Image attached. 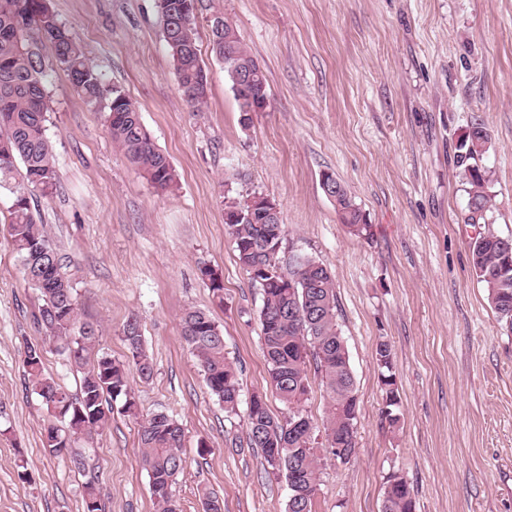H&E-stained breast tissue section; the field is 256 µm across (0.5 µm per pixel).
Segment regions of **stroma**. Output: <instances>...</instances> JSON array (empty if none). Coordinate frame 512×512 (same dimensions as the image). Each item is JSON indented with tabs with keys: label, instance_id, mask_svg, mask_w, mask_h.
Listing matches in <instances>:
<instances>
[{
	"label": "stroma",
	"instance_id": "1",
	"mask_svg": "<svg viewBox=\"0 0 512 512\" xmlns=\"http://www.w3.org/2000/svg\"><path fill=\"white\" fill-rule=\"evenodd\" d=\"M106 84L137 106L179 184L154 188L112 141L103 113L73 89L49 40L40 53L49 101L46 134L59 184L35 196L37 223L64 256L99 347L125 360L122 329L140 322L150 380L131 376L140 415L181 425L184 470L171 492L182 512H285L284 475L247 445L253 393L268 387L258 313L261 290L241 268L224 223V198L260 194L286 226L280 267L303 253L331 270L337 322L356 380V452L325 461L315 512H382L384 482L402 474L416 512H512V330L474 275L462 223L468 194L454 163L473 120L490 144L492 229L512 237V0H198L207 100L190 107L154 0H51ZM222 12L266 77L268 105L241 124L208 20ZM339 178L369 224L355 235L322 189ZM0 196V512H83L94 482L104 512H156L140 461L139 417L113 410L69 453L43 446L50 419L23 365L40 341L39 293L25 282ZM217 271L224 303L200 276ZM210 312L238 373L226 413L182 336L187 309ZM393 346L400 403L390 426L375 348Z\"/></svg>",
	"mask_w": 512,
	"mask_h": 512
}]
</instances>
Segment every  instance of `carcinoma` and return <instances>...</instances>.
<instances>
[{
    "instance_id": "cac0c4a2",
    "label": "carcinoma",
    "mask_w": 512,
    "mask_h": 512,
    "mask_svg": "<svg viewBox=\"0 0 512 512\" xmlns=\"http://www.w3.org/2000/svg\"><path fill=\"white\" fill-rule=\"evenodd\" d=\"M155 8L182 92L187 102L198 108L207 98L208 72L197 44V0H155ZM224 30L231 32L232 40L226 45L219 34L211 33L214 56L221 61L227 50L236 61L257 65L230 21H224ZM40 35L53 42L74 89L88 104L106 113L112 140L143 177L167 190L176 185L177 174L153 144L134 103L121 90L104 83L58 20L50 0H0V191L11 196L8 235L25 280L41 295L37 323L45 332L43 342L55 344L82 373L80 391L73 395L44 373L43 350L25 347L23 364L32 390L60 422L46 428L45 447L62 455L70 447L66 435L91 437L98 433L111 419L113 404L119 402L123 412L137 415L129 371L133 369L147 380L154 365L142 334L137 332L140 324L133 317L123 326L126 360L95 350L97 325L81 319L75 286L62 271L58 252L35 222L33 196L37 192L50 195L58 186L45 128L44 70L36 41ZM265 97L264 80L248 96H235L240 114L247 115L253 102ZM487 144L488 134L479 122L472 123L458 140L456 164L468 184L463 223L479 228L468 242L472 270L500 320L512 330V270H504V254L512 252V238L488 227L492 197L487 171L480 165ZM327 179L336 183L332 200L341 222L357 235L368 232L369 224L345 185L332 174ZM224 224L234 239L239 264L263 292L259 322L269 384L288 410V419L282 422L269 413L264 400H253L247 419L248 442L261 449L272 472H285L296 486V496L288 498L285 512H313L310 490L317 486L324 460L333 455L336 461L347 463L356 448L358 398L337 324L334 276L326 266L304 255L296 256L288 274L279 272L278 248L285 225L270 224L258 212L249 214L239 199L226 198ZM182 335L200 361L211 395L224 404L226 412H235L240 388L236 370L224 353L222 330L206 311L189 309L182 317ZM375 358L383 395L399 398L392 345L383 336L376 344ZM314 376L320 378L328 399L322 443L317 441V428L309 423L300 430H289L292 422L304 417L302 405ZM67 399L74 403L57 412ZM139 435L142 463L158 512H180L171 487L186 465L181 425L165 413H152L140 425ZM338 448L342 449L340 455L336 454ZM84 501L83 512H101V495L95 485L85 486ZM383 512H415L411 486L397 473L386 479Z\"/></svg>"
}]
</instances>
